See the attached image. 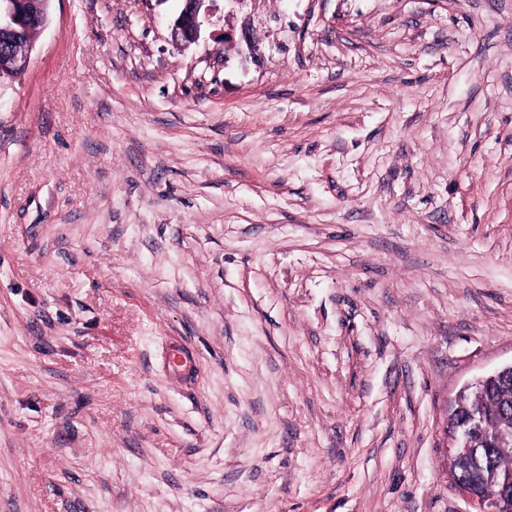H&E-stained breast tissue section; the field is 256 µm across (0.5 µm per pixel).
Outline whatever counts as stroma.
<instances>
[{
	"instance_id": "obj_1",
	"label": "stroma",
	"mask_w": 512,
	"mask_h": 512,
	"mask_svg": "<svg viewBox=\"0 0 512 512\" xmlns=\"http://www.w3.org/2000/svg\"><path fill=\"white\" fill-rule=\"evenodd\" d=\"M182 6L50 0L0 79V512H470L512 0H213L187 47Z\"/></svg>"
}]
</instances>
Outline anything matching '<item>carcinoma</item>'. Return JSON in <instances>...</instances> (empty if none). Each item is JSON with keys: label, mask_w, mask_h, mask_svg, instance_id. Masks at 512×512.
<instances>
[{"label": "carcinoma", "mask_w": 512, "mask_h": 512, "mask_svg": "<svg viewBox=\"0 0 512 512\" xmlns=\"http://www.w3.org/2000/svg\"><path fill=\"white\" fill-rule=\"evenodd\" d=\"M31 34L22 33L10 43L0 45V79L19 73L15 60L22 55ZM479 410L484 421L467 433L466 440L454 452L452 470L469 481L490 484L512 481V447L496 448L491 441L502 430L512 427V375L491 384L478 385L460 396L448 412L447 429L466 427L471 411Z\"/></svg>", "instance_id": "1"}]
</instances>
